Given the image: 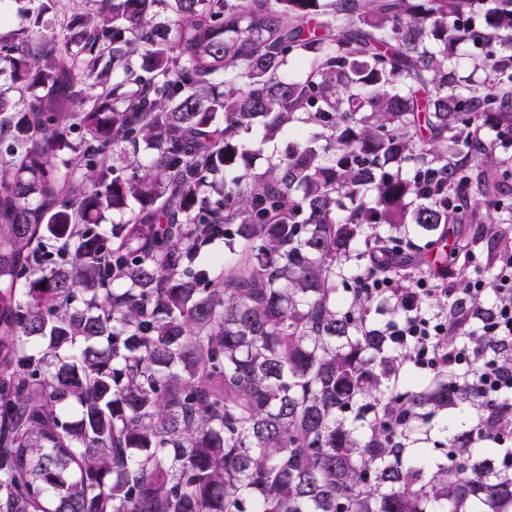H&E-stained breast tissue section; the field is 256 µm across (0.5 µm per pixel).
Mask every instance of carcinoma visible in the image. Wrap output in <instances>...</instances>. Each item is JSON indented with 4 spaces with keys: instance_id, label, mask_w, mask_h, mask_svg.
Returning a JSON list of instances; mask_svg holds the SVG:
<instances>
[{
    "instance_id": "carcinoma-1",
    "label": "carcinoma",
    "mask_w": 512,
    "mask_h": 512,
    "mask_svg": "<svg viewBox=\"0 0 512 512\" xmlns=\"http://www.w3.org/2000/svg\"><path fill=\"white\" fill-rule=\"evenodd\" d=\"M89 2L0 12V512H512V448L470 440L512 394L409 375L402 291L338 288L410 286L449 224L448 275L493 279L512 0ZM255 126L300 140L258 168ZM495 311L433 343L512 368ZM43 6L48 7L41 15L44 25L57 32H62L68 23L86 11V3L81 0H51L50 3L38 1L34 5L36 12L41 11Z\"/></svg>"
}]
</instances>
